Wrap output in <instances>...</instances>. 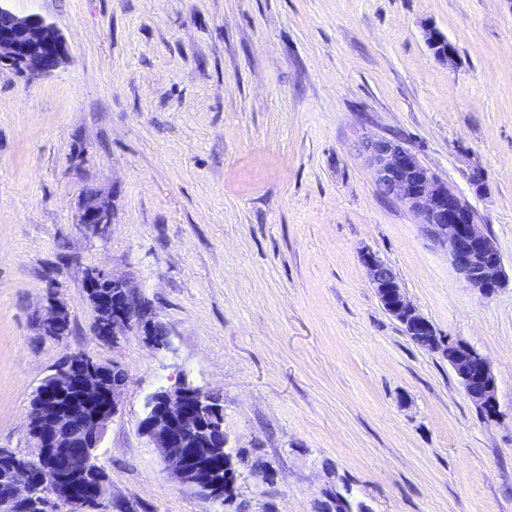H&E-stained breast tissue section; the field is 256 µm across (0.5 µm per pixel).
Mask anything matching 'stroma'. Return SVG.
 I'll use <instances>...</instances> for the list:
<instances>
[{
    "label": "stroma",
    "instance_id": "35a3bbf8",
    "mask_svg": "<svg viewBox=\"0 0 512 512\" xmlns=\"http://www.w3.org/2000/svg\"><path fill=\"white\" fill-rule=\"evenodd\" d=\"M68 44L0 67V448L33 451L36 388L67 357L128 384L92 512H512V0H11ZM433 26L454 66L428 50ZM398 139L473 208L509 278L468 288L357 149ZM111 217L79 224L88 197ZM378 253L440 335L483 353L496 420L382 307ZM122 277L168 332L93 331L86 276ZM55 294L71 333L41 339ZM220 395L248 452L220 504L174 481L139 430L175 379ZM261 464L265 475L252 473ZM424 40L432 55L444 65H453L457 59L456 47L436 27L425 29Z\"/></svg>",
    "mask_w": 512,
    "mask_h": 512
}]
</instances>
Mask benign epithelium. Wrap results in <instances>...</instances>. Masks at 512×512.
Masks as SVG:
<instances>
[{
    "label": "benign epithelium",
    "mask_w": 512,
    "mask_h": 512,
    "mask_svg": "<svg viewBox=\"0 0 512 512\" xmlns=\"http://www.w3.org/2000/svg\"><path fill=\"white\" fill-rule=\"evenodd\" d=\"M424 40L439 62H456V47L439 29L426 28ZM67 55L66 40L53 24L37 15L21 17L7 0H0V66L38 76L55 70ZM359 149L381 196L417 217L428 235L446 249L466 286L483 298L502 289L504 270L498 247L465 199L394 138L367 136ZM78 223L102 233L110 218L102 205L90 200ZM362 263L385 311L423 347L440 351L468 399L485 417L495 418L496 380L487 359L466 342L436 335L433 325L408 300L393 268L377 253L364 251ZM87 292L100 315L95 330L101 338L115 339L142 323L141 303L122 278L104 270L91 271ZM37 327L42 338L62 341L71 329L65 306L49 297ZM127 383L119 363L102 364L85 354L68 357L42 381L34 395L36 411L27 423L32 446L38 449L40 475L31 476L27 457L0 448V455L12 456L13 470L0 494V512H25L32 505L41 512H81L98 504L106 493L105 478L99 476L94 487L87 479L96 470L97 449ZM223 412L217 394L182 384L155 392L140 422L142 434L157 449L171 477L203 499L221 504L224 493L214 476L224 471V455L229 451Z\"/></svg>",
    "instance_id": "1"
}]
</instances>
